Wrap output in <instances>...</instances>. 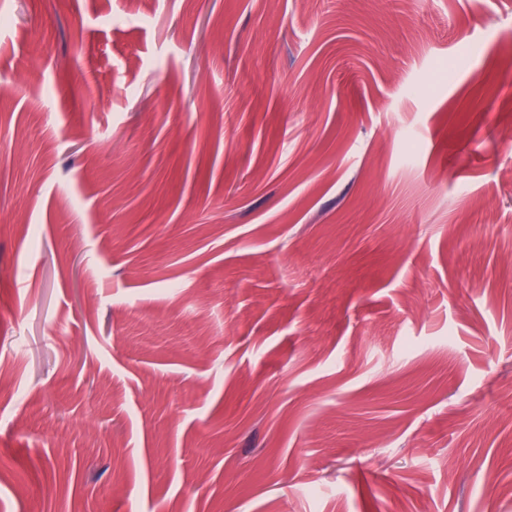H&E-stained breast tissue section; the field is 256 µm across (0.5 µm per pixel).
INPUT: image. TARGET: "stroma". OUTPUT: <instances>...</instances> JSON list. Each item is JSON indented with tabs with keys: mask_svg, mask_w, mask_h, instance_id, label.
I'll use <instances>...</instances> for the list:
<instances>
[{
	"mask_svg": "<svg viewBox=\"0 0 512 512\" xmlns=\"http://www.w3.org/2000/svg\"><path fill=\"white\" fill-rule=\"evenodd\" d=\"M512 512V0H0V512Z\"/></svg>",
	"mask_w": 512,
	"mask_h": 512,
	"instance_id": "obj_1",
	"label": "stroma"
}]
</instances>
